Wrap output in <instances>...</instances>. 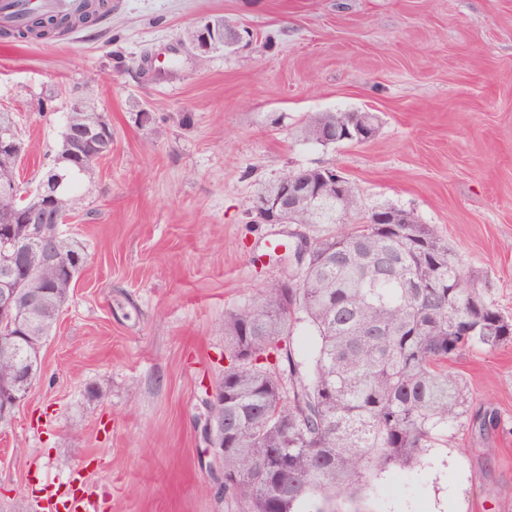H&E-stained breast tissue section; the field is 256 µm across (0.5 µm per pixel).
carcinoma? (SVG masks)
Masks as SVG:
<instances>
[{
    "instance_id": "1",
    "label": "carcinoma",
    "mask_w": 512,
    "mask_h": 512,
    "mask_svg": "<svg viewBox=\"0 0 512 512\" xmlns=\"http://www.w3.org/2000/svg\"><path fill=\"white\" fill-rule=\"evenodd\" d=\"M82 4L83 12L67 17L33 12L25 27L4 35L52 40L106 14L100 0ZM102 121L89 107L66 116L68 124ZM360 121L377 127L371 112H316L302 134L317 143L322 127ZM102 149L95 140L73 158L61 139L54 168L38 184L42 196L75 185ZM321 171L287 170L281 178L315 183ZM15 183V160L0 156V227L22 235L27 206L4 196ZM357 209L348 183L341 196L327 185L323 196L298 200L290 223L332 224L334 231L313 240L293 281L266 284L224 321V399L209 417L224 419V501L234 512H327L314 495H352L370 471L418 462L428 442L466 418L464 384L448 362L472 348L512 344V320L432 225L389 206L380 210L390 224H374L370 214L356 222ZM43 246L63 266L45 268L31 250V273L16 278L20 299L36 288L45 295L26 313L25 326L11 336L0 331V343L14 348L13 357L0 358V398L23 393L26 376L37 373L40 350L83 267V249L61 231L49 233ZM300 325L317 339L306 362L291 346Z\"/></svg>"
}]
</instances>
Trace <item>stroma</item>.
Returning <instances> with one entry per match:
<instances>
[{
    "mask_svg": "<svg viewBox=\"0 0 512 512\" xmlns=\"http://www.w3.org/2000/svg\"><path fill=\"white\" fill-rule=\"evenodd\" d=\"M110 2L50 41L0 34L21 186L52 167L72 95L112 127L63 227L86 264L0 430V512H40L41 487L68 483L103 493L99 512H227L201 465L199 395L224 371L225 318L295 273L271 259L294 225L250 221L265 183L335 166L360 215L434 225L512 318V0ZM214 17L241 39L196 57L185 31ZM354 111L376 113L371 139L300 136L311 113ZM449 368L466 419L334 512H512V345Z\"/></svg>",
    "mask_w": 512,
    "mask_h": 512,
    "instance_id": "35a3bbf8",
    "label": "stroma"
}]
</instances>
